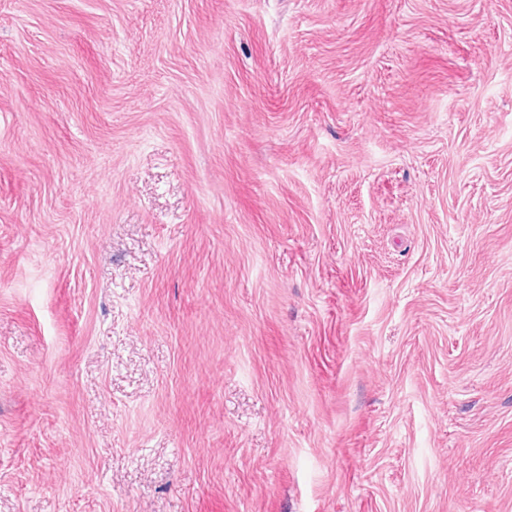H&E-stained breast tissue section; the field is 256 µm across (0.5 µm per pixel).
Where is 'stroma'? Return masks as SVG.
<instances>
[{
    "label": "stroma",
    "mask_w": 512,
    "mask_h": 512,
    "mask_svg": "<svg viewBox=\"0 0 512 512\" xmlns=\"http://www.w3.org/2000/svg\"><path fill=\"white\" fill-rule=\"evenodd\" d=\"M0 512H512V0H0Z\"/></svg>",
    "instance_id": "stroma-1"
}]
</instances>
